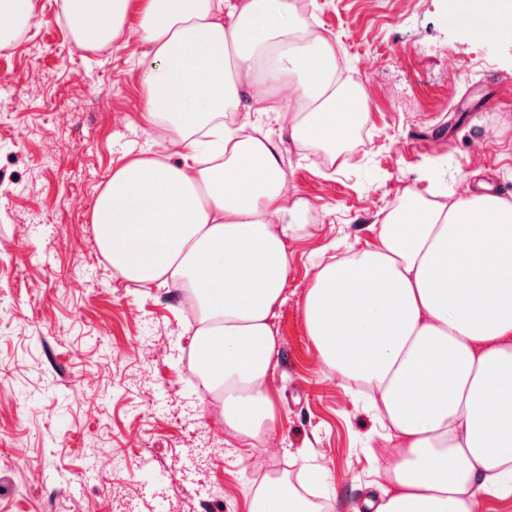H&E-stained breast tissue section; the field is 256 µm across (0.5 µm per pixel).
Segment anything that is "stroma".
Returning <instances> with one entry per match:
<instances>
[{
  "instance_id": "1",
  "label": "stroma",
  "mask_w": 512,
  "mask_h": 512,
  "mask_svg": "<svg viewBox=\"0 0 512 512\" xmlns=\"http://www.w3.org/2000/svg\"><path fill=\"white\" fill-rule=\"evenodd\" d=\"M0 50V512H248L260 473L326 468L333 512L363 501L392 451L363 393L329 373L302 313L313 264L368 240L404 187L512 188V36L477 39L469 0H304L362 76L369 112L339 166L283 146L291 194L316 226L292 241L276 310L268 442L224 437L189 379L178 288L128 287L94 241L113 171L141 151L171 157L143 108L134 29L78 49L58 0Z\"/></svg>"
}]
</instances>
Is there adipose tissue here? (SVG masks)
Segmentation results:
<instances>
[{
  "instance_id": "1",
  "label": "adipose tissue",
  "mask_w": 512,
  "mask_h": 512,
  "mask_svg": "<svg viewBox=\"0 0 512 512\" xmlns=\"http://www.w3.org/2000/svg\"><path fill=\"white\" fill-rule=\"evenodd\" d=\"M77 47L134 27L144 109L177 161L116 168L92 213L124 280L189 285L192 343L228 437L257 446L276 406L273 318L289 244L308 224L288 195L279 140L239 119L243 95L293 143L337 160L368 108L330 39L295 0H60ZM32 0H0V49L31 25ZM373 236L315 266L303 317L320 362L368 390L396 454L375 512H479L512 491V201L479 191L431 200L405 188ZM251 512H316L265 477Z\"/></svg>"
}]
</instances>
